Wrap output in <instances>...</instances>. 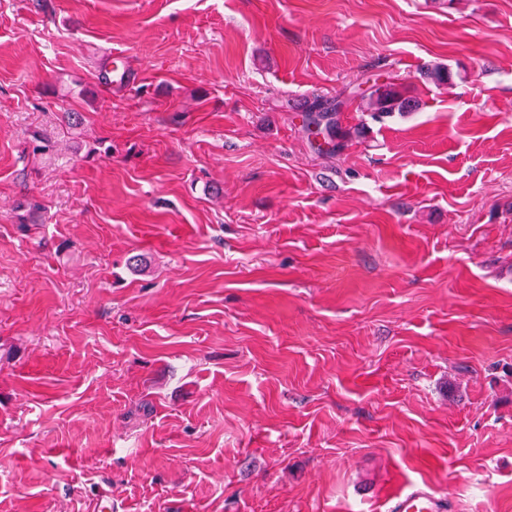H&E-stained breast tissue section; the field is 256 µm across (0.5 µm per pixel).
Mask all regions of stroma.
I'll use <instances>...</instances> for the list:
<instances>
[{
    "instance_id": "obj_1",
    "label": "stroma",
    "mask_w": 512,
    "mask_h": 512,
    "mask_svg": "<svg viewBox=\"0 0 512 512\" xmlns=\"http://www.w3.org/2000/svg\"><path fill=\"white\" fill-rule=\"evenodd\" d=\"M416 483L512 512V0H0V512ZM366 112L390 114L391 112H414L419 106L418 100L409 95L408 89L399 90L394 83H375L367 95Z\"/></svg>"
}]
</instances>
